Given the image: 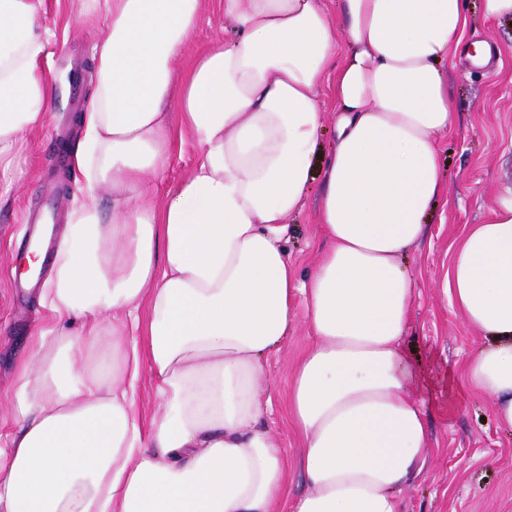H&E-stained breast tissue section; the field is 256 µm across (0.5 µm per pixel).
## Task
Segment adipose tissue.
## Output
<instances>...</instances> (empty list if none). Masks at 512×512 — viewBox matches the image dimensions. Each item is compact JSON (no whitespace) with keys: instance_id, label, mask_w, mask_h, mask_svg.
<instances>
[{"instance_id":"adipose-tissue-1","label":"adipose tissue","mask_w":512,"mask_h":512,"mask_svg":"<svg viewBox=\"0 0 512 512\" xmlns=\"http://www.w3.org/2000/svg\"><path fill=\"white\" fill-rule=\"evenodd\" d=\"M93 3L108 33L79 116L83 201L0 426V512H400L447 390L403 343L416 292L400 257L448 196L438 139L456 105L441 64L469 35L465 0H337L336 19L322 0H214L233 35L189 61L203 0ZM42 5L0 0V206L53 102ZM185 130L194 166L146 203ZM317 176L324 247L302 279L288 219ZM444 285L483 341L463 384L512 430V188L467 226ZM299 322L312 342L286 419L306 489L288 502L282 445L260 423L274 413L268 361ZM145 368L162 404L147 424L134 413Z\"/></svg>"}]
</instances>
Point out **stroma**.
Listing matches in <instances>:
<instances>
[{"label":"stroma","instance_id":"stroma-1","mask_svg":"<svg viewBox=\"0 0 512 512\" xmlns=\"http://www.w3.org/2000/svg\"><path fill=\"white\" fill-rule=\"evenodd\" d=\"M38 18L55 33L50 71L55 96L47 128L30 134L25 142L15 198L0 208V419L4 421L11 417L18 367L40 319L32 292L17 287L13 274L18 256L26 252V216L56 195L57 170L73 159L79 138L73 117L92 96L96 74L86 72L77 83L71 74L91 59L94 45L107 34L91 0H45ZM475 25L480 38L502 49L503 64L477 69L463 56L449 62L448 84L457 112L452 129L440 142L448 204L443 220H432L425 239L407 256L418 298L405 342L423 362L442 361L452 380L460 375L463 357L476 351L481 341L442 289L450 247L467 225L482 223L501 189L512 185V19L488 22L479 17ZM197 153L192 134L184 133L181 151L159 185L146 192V201L159 205L165 191L191 170ZM321 190V182H313L303 210L288 219V255L302 277L319 254L316 214ZM59 198L57 226L62 229L80 197L72 188ZM309 342L306 327L296 325L282 350L269 360L264 390L275 407L267 427L283 443L284 494L290 499L304 485L296 466L297 438L283 413L288 377ZM430 430L437 453L426 471L402 489L403 512H512V434L498 428L491 399L472 395L462 403H447L445 410L434 412Z\"/></svg>","mask_w":512,"mask_h":512}]
</instances>
